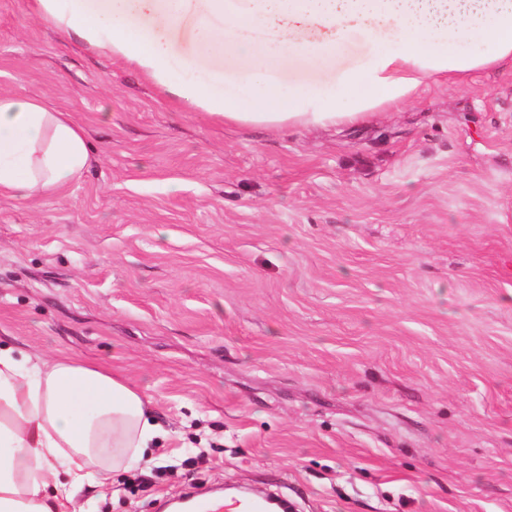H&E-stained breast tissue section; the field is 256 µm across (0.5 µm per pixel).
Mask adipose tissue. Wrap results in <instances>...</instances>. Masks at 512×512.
<instances>
[{
  "mask_svg": "<svg viewBox=\"0 0 512 512\" xmlns=\"http://www.w3.org/2000/svg\"><path fill=\"white\" fill-rule=\"evenodd\" d=\"M61 31L124 60L189 108L286 129L367 120L424 82L512 68V0H34ZM191 47L172 57L180 26ZM372 45L333 86L280 77L295 58L314 69L344 43ZM278 59L263 55L265 43ZM232 68L205 81L180 73L204 58ZM246 71L240 81L238 71ZM89 161L84 130L37 98L0 94V196H50ZM150 399L101 367L44 362L0 344V512H78V494L139 464L164 435Z\"/></svg>",
  "mask_w": 512,
  "mask_h": 512,
  "instance_id": "adipose-tissue-1",
  "label": "adipose tissue"
}]
</instances>
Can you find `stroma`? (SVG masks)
<instances>
[{"label":"stroma","instance_id":"obj_1","mask_svg":"<svg viewBox=\"0 0 512 512\" xmlns=\"http://www.w3.org/2000/svg\"><path fill=\"white\" fill-rule=\"evenodd\" d=\"M81 125L58 194L0 196V336L112 370L167 440L88 512L241 485L296 512H512V70L367 122L186 112L0 0V94Z\"/></svg>","mask_w":512,"mask_h":512}]
</instances>
